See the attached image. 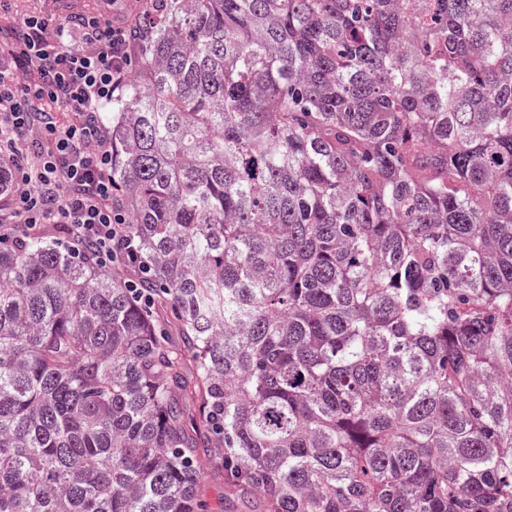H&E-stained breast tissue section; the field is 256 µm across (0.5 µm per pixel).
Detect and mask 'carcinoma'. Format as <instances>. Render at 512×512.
Segmentation results:
<instances>
[{
    "mask_svg": "<svg viewBox=\"0 0 512 512\" xmlns=\"http://www.w3.org/2000/svg\"><path fill=\"white\" fill-rule=\"evenodd\" d=\"M102 109L150 271L0 246V512H512V0H147ZM202 474L200 490L211 512H262L256 500L250 499V502H243L240 499L223 500L222 486L219 481L211 477L208 463Z\"/></svg>",
    "mask_w": 512,
    "mask_h": 512,
    "instance_id": "obj_1",
    "label": "carcinoma"
}]
</instances>
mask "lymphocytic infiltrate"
<instances>
[{"label":"lymphocytic infiltrate","mask_w":512,"mask_h":512,"mask_svg":"<svg viewBox=\"0 0 512 512\" xmlns=\"http://www.w3.org/2000/svg\"><path fill=\"white\" fill-rule=\"evenodd\" d=\"M133 32L99 14L12 18L0 0V161L17 171L0 237L57 227L77 257L112 271L127 220L112 195V141L99 109L131 64Z\"/></svg>","instance_id":"1"}]
</instances>
